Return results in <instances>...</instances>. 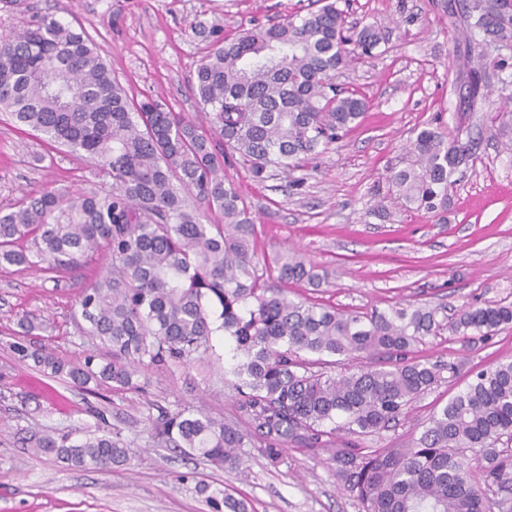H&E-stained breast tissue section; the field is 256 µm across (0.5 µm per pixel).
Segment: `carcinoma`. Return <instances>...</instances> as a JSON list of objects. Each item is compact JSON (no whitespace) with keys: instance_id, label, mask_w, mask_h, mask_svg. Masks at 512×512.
Listing matches in <instances>:
<instances>
[{"instance_id":"obj_1","label":"carcinoma","mask_w":512,"mask_h":512,"mask_svg":"<svg viewBox=\"0 0 512 512\" xmlns=\"http://www.w3.org/2000/svg\"><path fill=\"white\" fill-rule=\"evenodd\" d=\"M316 3L233 37L219 23L194 22L206 49L192 84L204 125L159 97H129L85 29L53 13L0 36V112L82 154L99 179L84 191L48 186L0 213V266L60 273L85 267L91 253L104 257L105 271L76 305L112 358L67 363L21 343L14 353L83 387L139 391L142 371L186 363L222 332L234 343L238 421L200 412L157 424L175 447L235 470L254 442L273 462L290 447L326 452L362 512H512V361L478 371L419 437L390 448L360 443L457 376L454 361L413 357L417 343L445 330L488 338L512 323V303L464 305L451 319L426 306L364 314L288 298L270 281L318 288L325 278L296 254L256 255L252 217L224 166L240 164L260 181L307 167L366 110L364 99L336 88L333 73L386 41L373 26L345 35L339 0ZM459 8L477 62L467 75L474 102L481 71L495 66L488 37L512 39V0H461ZM496 119L512 154V112ZM463 134L420 130L407 145L408 166L387 176L394 198L428 211L445 204L452 175L474 157ZM37 447L69 467L104 471L130 455L117 435L45 434ZM196 492L207 512H248L220 487L200 483Z\"/></svg>"}]
</instances>
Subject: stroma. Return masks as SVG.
Here are the masks:
<instances>
[{"mask_svg":"<svg viewBox=\"0 0 512 512\" xmlns=\"http://www.w3.org/2000/svg\"><path fill=\"white\" fill-rule=\"evenodd\" d=\"M458 3L350 0L349 25L373 24L387 36L373 58L334 78L338 88L367 100L361 122L314 160L302 186L285 173L257 181L228 167L254 218L257 255L293 250L327 277L318 289L286 284L289 298L368 313L423 305L448 317L466 304L512 303V155L492 131L480 132L475 165L455 174L447 209L377 210L388 173L408 162L403 147L410 136L436 124L472 128L490 113L512 111V45L493 46L500 66L486 72L485 101L470 104L463 87L466 29L446 12ZM312 6L313 0H0V34L36 12L63 17L95 40L128 95L162 98L195 119L191 85L204 48L191 29L196 18L219 21L233 33L251 20L302 15ZM95 183L82 155L47 145L0 113V210L49 185L78 191ZM101 266L95 256L69 274L0 269V512H206L195 491L200 481L246 499L250 512H361L337 484L325 453L291 448L273 462L252 444L239 472L215 468L155 435L157 421L179 412L234 419L230 345L223 336L190 363L152 369L139 392H91L19 360L11 345L25 316L43 323L36 342L61 360L108 357L75 305ZM414 355L457 361L459 373L413 403L396 429L367 437L363 447L419 436L422 423L465 387L471 372L512 359V324L489 338L429 336ZM46 433L73 440L112 433L134 455L109 472L70 468L37 452Z\"/></svg>","mask_w":512,"mask_h":512,"instance_id":"obj_1","label":"stroma"}]
</instances>
